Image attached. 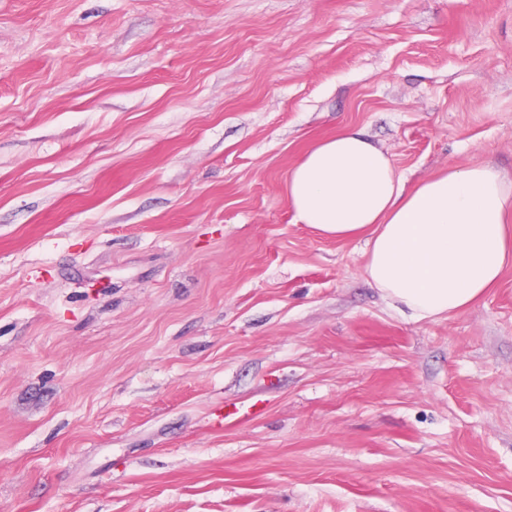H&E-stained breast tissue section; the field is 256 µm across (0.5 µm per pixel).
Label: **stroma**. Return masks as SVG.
I'll list each match as a JSON object with an SVG mask.
<instances>
[{
  "label": "stroma",
  "instance_id": "35a3bbf8",
  "mask_svg": "<svg viewBox=\"0 0 512 512\" xmlns=\"http://www.w3.org/2000/svg\"><path fill=\"white\" fill-rule=\"evenodd\" d=\"M345 126L512 178V0H0V512H512V265L384 298L285 196Z\"/></svg>",
  "mask_w": 512,
  "mask_h": 512
}]
</instances>
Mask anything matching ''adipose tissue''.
I'll return each instance as SVG.
<instances>
[{
    "label": "adipose tissue",
    "mask_w": 512,
    "mask_h": 512,
    "mask_svg": "<svg viewBox=\"0 0 512 512\" xmlns=\"http://www.w3.org/2000/svg\"><path fill=\"white\" fill-rule=\"evenodd\" d=\"M286 197L296 223L322 237L369 233L366 279L419 319L466 309L512 263V179L491 159L409 190L388 153L345 127L289 172Z\"/></svg>",
    "instance_id": "adipose-tissue-1"
}]
</instances>
